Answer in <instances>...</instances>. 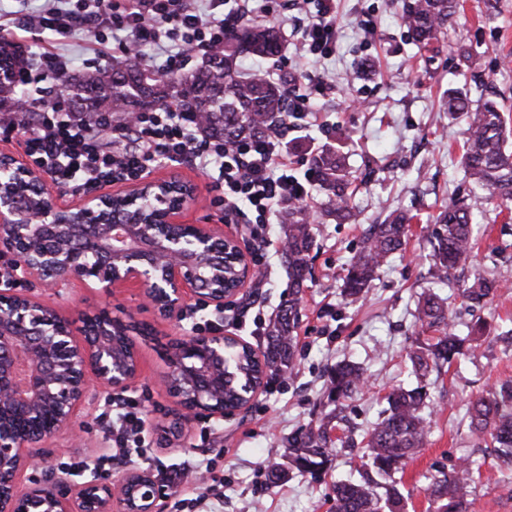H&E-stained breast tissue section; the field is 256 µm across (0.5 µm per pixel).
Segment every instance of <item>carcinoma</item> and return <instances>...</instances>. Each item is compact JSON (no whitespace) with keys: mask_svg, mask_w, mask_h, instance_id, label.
Here are the masks:
<instances>
[{"mask_svg":"<svg viewBox=\"0 0 512 512\" xmlns=\"http://www.w3.org/2000/svg\"><path fill=\"white\" fill-rule=\"evenodd\" d=\"M460 8L459 0H403L401 24L421 50L436 54L445 44L448 25ZM283 49L280 32L272 24L236 26L224 33V44L203 57L189 70L161 72L143 64L142 59L118 58L93 74L69 78L67 111L87 120L110 112L121 122L129 112L145 109L146 101L163 106L177 105L198 115L203 132L233 142L269 135L276 123L289 116L288 77L241 74L242 59H269ZM28 63L22 46L0 37V69L5 71ZM21 91L13 79L0 80V112H11ZM440 107L451 118L467 119L461 156L467 176L478 191L444 207L432 220L429 235L431 278L452 285L453 272L471 258L475 239L473 226L490 200L512 202V151L507 146L506 122L499 103L484 98L472 105L468 95L450 89ZM313 187L321 197L320 211L292 197L281 204L280 224L286 246L282 252L292 296L268 324L263 371L274 376L287 374L294 358V329L304 283L311 273L314 246L312 225L331 219L338 224L355 220L351 200L358 188L357 177L347 157L337 147L324 144L307 158ZM414 216L405 210L389 213L378 224L364 229L360 251L353 257L343 278L344 296L359 300L377 278L382 266L404 251ZM498 284L477 278L461 289L467 301L482 305L493 296ZM416 318L421 326L439 336L408 352L417 383L402 385L386 396L385 417L363 437L366 469L358 480H340L334 486L332 512H404L403 496L394 484L379 495L377 478L389 479L406 460L413 457L428 433L425 415L429 392L423 384L431 371L451 366L464 354L466 339L451 331L447 299L432 290L417 302ZM362 369L352 361L336 364L330 376L329 393L336 403L334 415L297 430L288 438V464L298 472L312 475L323 470L335 441L332 421L343 420V401L361 390ZM469 428L476 437L490 436L504 466L512 471V384L494 387L470 402L466 409ZM473 471L462 464L433 476L428 490L438 504L437 512H468L466 488Z\"/></svg>","mask_w":512,"mask_h":512,"instance_id":"1","label":"carcinoma"}]
</instances>
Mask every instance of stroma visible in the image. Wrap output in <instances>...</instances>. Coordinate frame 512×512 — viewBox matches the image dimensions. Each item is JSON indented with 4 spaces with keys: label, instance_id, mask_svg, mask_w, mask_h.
<instances>
[{
    "label": "stroma",
    "instance_id": "stroma-1",
    "mask_svg": "<svg viewBox=\"0 0 512 512\" xmlns=\"http://www.w3.org/2000/svg\"><path fill=\"white\" fill-rule=\"evenodd\" d=\"M460 3L444 47L431 57L408 41L399 19L402 0H335L336 47L325 58H300L290 26H282L285 50L277 60L279 73L302 79L324 72L336 84L325 96L309 84L301 86L309 111L295 120L287 138L297 174L306 172L310 150L336 143L362 184L352 200L355 223L329 221L314 227L312 274L294 333L292 371L285 379H273L244 411L218 424L194 421L180 441L161 446L160 438L171 424L169 415L177 407L176 398L162 385L168 370L166 349L191 335L193 324L212 318V311L173 324L146 307L134 288L106 293L75 279L58 290L35 281L25 284L27 294L72 320L84 311L106 309L151 325L152 335L136 340L141 371L126 394L155 417L157 426L149 435L150 463L134 460L131 468H148L160 480L166 472L186 466L190 481L199 484L210 475L222 476L224 501L217 512H330L332 484L361 468V449L334 446L327 473L316 477L292 469L286 481L271 485L267 471L287 463L288 439L294 432L332 410L329 372L336 362L347 359L364 371L365 388L346 400L344 410L360 433L381 419L392 388L412 381L406 353L429 337L415 318L417 299L428 286L425 221L471 187L461 164L466 122L449 119L439 111L438 101L451 88L474 100L491 93L512 122V0H499V13L491 21L483 13V0ZM367 61L372 70H364ZM180 172L204 187L202 198L187 212L188 222L223 227L224 214L211 203L212 179L185 165ZM397 208L420 217L405 251L380 269L362 300L349 303L342 295V279L364 227ZM474 235L477 248L465 278H493L499 287L477 309L469 307L457 289L439 291L448 300L453 330L471 336L476 352L448 373L427 379L429 433L423 447L394 476L405 512H435L427 491L432 477L463 460L476 473L467 493L470 512H512V473L500 467L493 448L472 435L466 417L468 402L491 387L512 382V205L489 203ZM269 262V285L249 284L235 307L223 313L225 322L238 323V336L258 350L271 316L290 293L280 253H270ZM111 411L106 391L91 394L76 420L82 440L60 434L44 450L49 462L59 469L86 459L108 470L112 443L104 427ZM208 465L213 474H205Z\"/></svg>",
    "mask_w": 512,
    "mask_h": 512
}]
</instances>
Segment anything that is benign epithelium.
Returning <instances> with one entry per match:
<instances>
[{"label": "benign epithelium", "mask_w": 512, "mask_h": 512, "mask_svg": "<svg viewBox=\"0 0 512 512\" xmlns=\"http://www.w3.org/2000/svg\"><path fill=\"white\" fill-rule=\"evenodd\" d=\"M0 162L26 186L16 192L0 186V259L12 269L0 289V412L20 421L0 427V512H159L165 491L142 470L113 481L74 484L54 476L18 486L19 475L44 466L36 449L73 426L90 390H127L140 364L132 336L117 351L114 335L123 319L104 311L85 315L93 330L77 340L68 321L17 285L34 280L54 288L74 278L105 292L133 287L178 323L190 300L217 311L234 304L257 269L236 234L184 220L201 190L176 171L57 206L26 154L4 152ZM230 340L261 360L248 342L221 328L176 342L164 386L178 398L182 421H220L245 409H224Z\"/></svg>", "instance_id": "obj_1"}]
</instances>
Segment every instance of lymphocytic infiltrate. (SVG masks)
I'll return each instance as SVG.
<instances>
[{
    "instance_id": "1",
    "label": "lymphocytic infiltrate",
    "mask_w": 512,
    "mask_h": 512,
    "mask_svg": "<svg viewBox=\"0 0 512 512\" xmlns=\"http://www.w3.org/2000/svg\"><path fill=\"white\" fill-rule=\"evenodd\" d=\"M261 21L291 25L307 55L329 56L336 45L332 0H282L276 10L270 0H40L36 8L13 11L8 27L46 36L39 74L26 70L18 76L24 96H37L42 107L37 116L0 121V135L23 133L34 166L75 191L129 181L165 161L188 165L213 176L211 203L227 223L265 227L280 201L305 202L311 196L282 149L287 127L262 140L229 143L203 134L195 115L177 107L139 112L117 125L107 112L91 122L76 119L47 98L68 67L65 48L76 34L94 32L87 52L97 58L152 46L161 69L173 72L182 69L189 51L206 53L223 44L229 25ZM142 422L136 400L113 402L108 429L113 463L147 458L150 443Z\"/></svg>"
}]
</instances>
